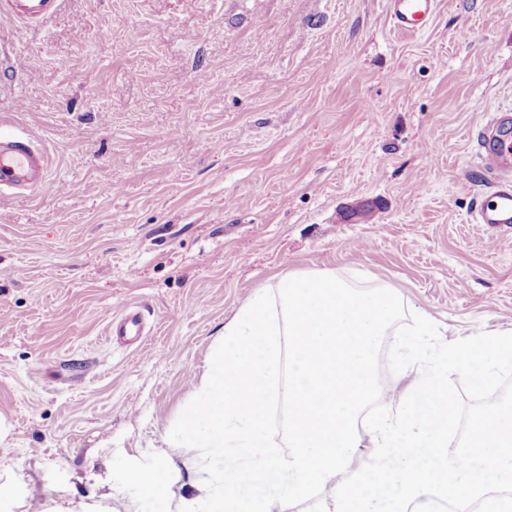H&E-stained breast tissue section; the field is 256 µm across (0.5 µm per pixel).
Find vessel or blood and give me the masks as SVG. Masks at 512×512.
Here are the masks:
<instances>
[{
	"instance_id": "1",
	"label": "vessel or blood",
	"mask_w": 512,
	"mask_h": 512,
	"mask_svg": "<svg viewBox=\"0 0 512 512\" xmlns=\"http://www.w3.org/2000/svg\"><path fill=\"white\" fill-rule=\"evenodd\" d=\"M21 16L38 19L50 13L56 0H9ZM437 0H388L394 25L406 31L425 30L436 10ZM480 158L494 180L488 204L477 206L475 223L512 225V111L501 110L483 125L480 133ZM44 151L24 134L0 136V191L31 193L46 178Z\"/></svg>"
}]
</instances>
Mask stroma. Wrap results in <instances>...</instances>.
<instances>
[{
	"mask_svg": "<svg viewBox=\"0 0 512 512\" xmlns=\"http://www.w3.org/2000/svg\"><path fill=\"white\" fill-rule=\"evenodd\" d=\"M512 106V0H0V135L49 157L0 194V512H139L224 325L287 273L397 291L443 341L512 328V230L472 221L480 128ZM383 196L369 220L339 209ZM140 314L137 336L109 320ZM57 0H9L12 8L21 16L39 19L50 13ZM388 10L394 25L406 31L425 30L436 10V0H388Z\"/></svg>",
	"mask_w": 512,
	"mask_h": 512,
	"instance_id": "1",
	"label": "stroma"
}]
</instances>
